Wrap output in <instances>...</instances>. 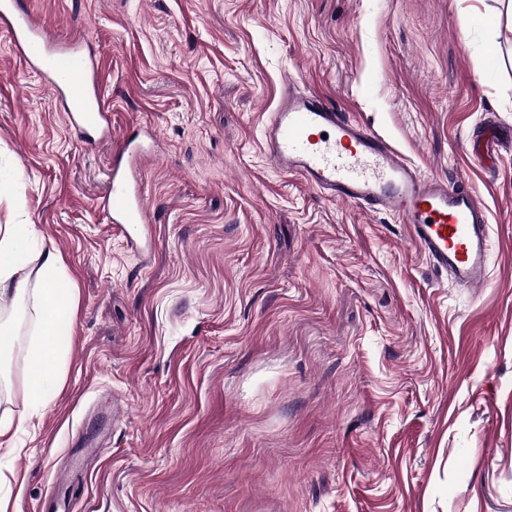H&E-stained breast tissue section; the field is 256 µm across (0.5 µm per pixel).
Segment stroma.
Masks as SVG:
<instances>
[{
    "label": "stroma",
    "mask_w": 512,
    "mask_h": 512,
    "mask_svg": "<svg viewBox=\"0 0 512 512\" xmlns=\"http://www.w3.org/2000/svg\"><path fill=\"white\" fill-rule=\"evenodd\" d=\"M22 2L85 38L113 131L153 135L138 253L101 207L113 141H81L0 28V224L34 225L28 269L52 245L76 298L61 384L0 459L9 512L65 474L74 512H512V0ZM289 77L470 183L482 287L271 167ZM487 119L508 141L490 165ZM28 371L0 365V413ZM499 137L492 128L486 127L473 136L472 150L489 161L498 155Z\"/></svg>",
    "instance_id": "1"
}]
</instances>
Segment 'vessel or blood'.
Returning <instances> with one entry per match:
<instances>
[{
    "label": "vessel or blood",
    "mask_w": 512,
    "mask_h": 512,
    "mask_svg": "<svg viewBox=\"0 0 512 512\" xmlns=\"http://www.w3.org/2000/svg\"><path fill=\"white\" fill-rule=\"evenodd\" d=\"M0 26L12 36L24 63L41 77L69 121L82 132H110L101 78L76 38L50 43L18 0H0ZM492 128L473 137L472 149L487 160L498 155ZM262 150L278 172L300 177L328 199L389 214L405 224L433 267L457 285L476 288L489 275L491 226L484 202L462 180L423 175L394 145L364 123L329 104L297 79L284 82L279 101L263 126ZM142 146L124 134L113 156L110 191L102 206L113 223L134 236L148 234L146 205L135 173Z\"/></svg>",
    "instance_id": "obj_1"
}]
</instances>
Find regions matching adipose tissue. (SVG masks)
I'll return each instance as SVG.
<instances>
[{
	"label": "adipose tissue",
	"mask_w": 512,
	"mask_h": 512,
	"mask_svg": "<svg viewBox=\"0 0 512 512\" xmlns=\"http://www.w3.org/2000/svg\"><path fill=\"white\" fill-rule=\"evenodd\" d=\"M34 236V225L0 224V309L29 300L34 303L36 319L28 348L31 367L25 405L43 408L57 386L58 375L52 365L72 334L74 312L71 291L60 283L64 266L56 251L44 249L34 274H20L19 267Z\"/></svg>",
	"instance_id": "ef3b65f1"
}]
</instances>
